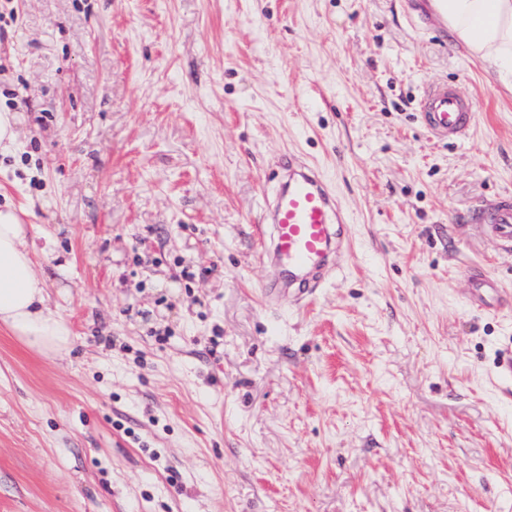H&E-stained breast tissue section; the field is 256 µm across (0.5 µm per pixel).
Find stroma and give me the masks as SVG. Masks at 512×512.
<instances>
[{
  "instance_id": "stroma-1",
  "label": "stroma",
  "mask_w": 512,
  "mask_h": 512,
  "mask_svg": "<svg viewBox=\"0 0 512 512\" xmlns=\"http://www.w3.org/2000/svg\"><path fill=\"white\" fill-rule=\"evenodd\" d=\"M475 103L432 139L423 89ZM0 208L28 228L47 357L0 325V512H512V92L405 0H0ZM349 215L325 288L258 287L273 160ZM466 220L479 225L501 249L512 251V196L501 195L492 201L480 199L468 212ZM469 278L472 286V288H470L472 296L486 303L478 304L480 308L511 311L512 296L504 292L502 288H497L486 272L480 269H471Z\"/></svg>"
}]
</instances>
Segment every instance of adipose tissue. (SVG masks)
I'll return each instance as SVG.
<instances>
[{
  "label": "adipose tissue",
  "instance_id": "adipose-tissue-1",
  "mask_svg": "<svg viewBox=\"0 0 512 512\" xmlns=\"http://www.w3.org/2000/svg\"><path fill=\"white\" fill-rule=\"evenodd\" d=\"M448 30L487 75L512 91V0H448ZM26 235L15 212L0 209V323L28 346L56 354L70 345L71 331L44 306Z\"/></svg>",
  "mask_w": 512,
  "mask_h": 512
}]
</instances>
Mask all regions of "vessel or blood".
<instances>
[{
	"label": "vessel or blood",
	"mask_w": 512,
	"mask_h": 512,
	"mask_svg": "<svg viewBox=\"0 0 512 512\" xmlns=\"http://www.w3.org/2000/svg\"><path fill=\"white\" fill-rule=\"evenodd\" d=\"M420 5L439 36L448 34L446 0H406ZM422 127L439 140H460L475 120L474 104L451 85H428L418 112ZM277 183L264 197L263 219L267 241L260 253L270 269V280L260 292L273 309L300 301L333 277L344 259L348 215L336 188L304 155L288 153L275 164ZM469 223L479 225L498 246L512 251V196L479 200L468 212ZM471 294L487 308L512 309V295L497 288L486 272L471 269Z\"/></svg>",
	"instance_id": "obj_1"
}]
</instances>
